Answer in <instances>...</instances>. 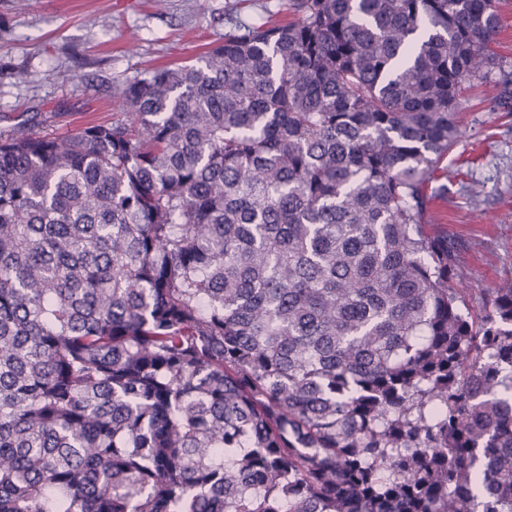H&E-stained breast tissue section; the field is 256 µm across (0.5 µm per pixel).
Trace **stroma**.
<instances>
[{"label": "stroma", "instance_id": "stroma-1", "mask_svg": "<svg viewBox=\"0 0 512 512\" xmlns=\"http://www.w3.org/2000/svg\"><path fill=\"white\" fill-rule=\"evenodd\" d=\"M288 17V0H0V133L54 137L120 118L116 83L195 61L226 34ZM495 78L460 96L448 195L432 216L460 242L450 285L472 309L512 278V112Z\"/></svg>", "mask_w": 512, "mask_h": 512}]
</instances>
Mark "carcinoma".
I'll use <instances>...</instances> for the list:
<instances>
[{
	"label": "carcinoma",
	"mask_w": 512,
	"mask_h": 512,
	"mask_svg": "<svg viewBox=\"0 0 512 512\" xmlns=\"http://www.w3.org/2000/svg\"><path fill=\"white\" fill-rule=\"evenodd\" d=\"M0 138V512H512V282L449 288L494 0H289Z\"/></svg>",
	"instance_id": "1"
}]
</instances>
